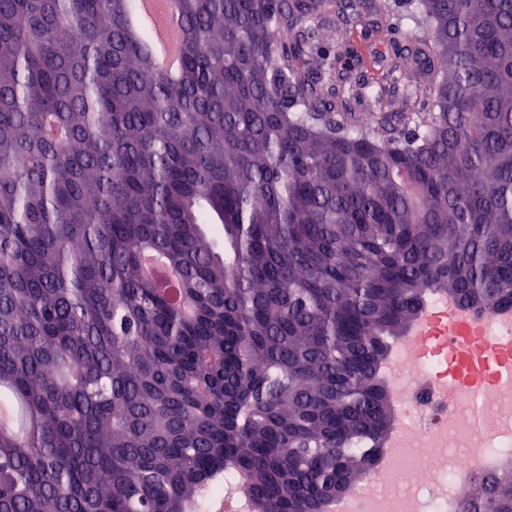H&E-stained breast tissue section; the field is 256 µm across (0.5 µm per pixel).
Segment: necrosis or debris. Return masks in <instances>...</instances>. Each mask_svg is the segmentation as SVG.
Wrapping results in <instances>:
<instances>
[{
    "mask_svg": "<svg viewBox=\"0 0 512 512\" xmlns=\"http://www.w3.org/2000/svg\"><path fill=\"white\" fill-rule=\"evenodd\" d=\"M512 354V318L454 307L436 293L384 368L401 407L365 481L334 512H460L475 473L512 467V368L493 379L449 382L444 363L462 342Z\"/></svg>",
    "mask_w": 512,
    "mask_h": 512,
    "instance_id": "necrosis-or-debris-1",
    "label": "necrosis or debris"
}]
</instances>
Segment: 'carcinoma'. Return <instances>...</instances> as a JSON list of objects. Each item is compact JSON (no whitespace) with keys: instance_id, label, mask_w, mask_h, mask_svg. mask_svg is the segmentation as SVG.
<instances>
[{"instance_id":"obj_1","label":"carcinoma","mask_w":512,"mask_h":512,"mask_svg":"<svg viewBox=\"0 0 512 512\" xmlns=\"http://www.w3.org/2000/svg\"><path fill=\"white\" fill-rule=\"evenodd\" d=\"M0 0V512H328L442 292L512 309V0H389L422 112H349L315 0ZM165 261L171 296L144 267ZM462 512H512V468ZM162 1H147L133 19L136 27H152L156 32L151 50L159 63L169 74L176 75L181 66L179 47L180 17Z\"/></svg>"}]
</instances>
